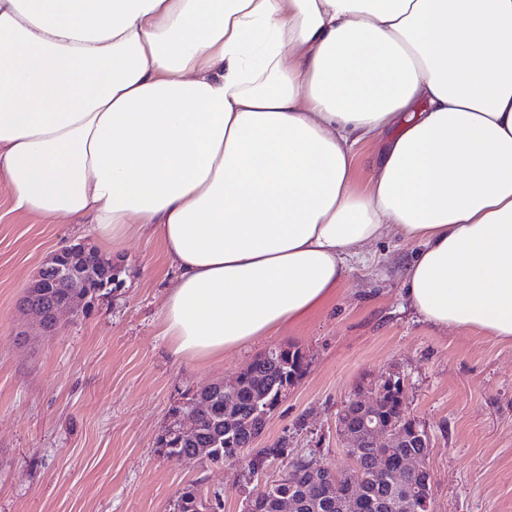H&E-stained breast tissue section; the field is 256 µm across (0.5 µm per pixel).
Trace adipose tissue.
<instances>
[{
  "label": "adipose tissue",
  "instance_id": "1",
  "mask_svg": "<svg viewBox=\"0 0 512 512\" xmlns=\"http://www.w3.org/2000/svg\"><path fill=\"white\" fill-rule=\"evenodd\" d=\"M0 184L107 251L157 236L179 359L302 321L388 237L423 322L510 345L512 0H0Z\"/></svg>",
  "mask_w": 512,
  "mask_h": 512
}]
</instances>
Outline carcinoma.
<instances>
[{
	"label": "carcinoma",
	"instance_id": "carcinoma-1",
	"mask_svg": "<svg viewBox=\"0 0 512 512\" xmlns=\"http://www.w3.org/2000/svg\"><path fill=\"white\" fill-rule=\"evenodd\" d=\"M98 253L86 257L80 288L76 292L88 307L105 295L109 284L119 278L114 267L100 264ZM65 288H52L47 281L26 289L24 299L44 309L46 316L59 303L68 300ZM260 378H246L236 394L232 411L224 406V389L215 387L206 396L210 407L197 409L191 397L177 408L172 417L190 415L195 420V431L181 433L178 427L167 429L158 441V447L169 456H181L189 463L206 467L236 459L250 449L247 466L248 480L264 473L274 460L285 462V469L276 480L266 481L245 499L244 512H278V505L288 499L299 504L296 512H430L432 484L430 473L407 477L409 489L397 487L395 479L403 460L410 455H429L430 448L417 443L413 423L403 419V435L399 448H349L354 458L353 468L338 472L339 481L320 491L309 484V468L320 458L312 452L299 454L288 448V441L279 440L264 448L254 447L265 429L261 413L271 414L279 405L284 385L299 381L308 362L297 347L281 346L271 349L250 364ZM377 414L383 418L398 417V399L395 392L385 391L377 402ZM213 508L195 485L179 493L174 512H204Z\"/></svg>",
	"mask_w": 512,
	"mask_h": 512
}]
</instances>
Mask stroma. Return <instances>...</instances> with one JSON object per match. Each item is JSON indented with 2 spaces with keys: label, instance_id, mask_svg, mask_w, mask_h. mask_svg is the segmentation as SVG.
Masks as SVG:
<instances>
[{
  "label": "stroma",
  "instance_id": "35a3bbf8",
  "mask_svg": "<svg viewBox=\"0 0 512 512\" xmlns=\"http://www.w3.org/2000/svg\"><path fill=\"white\" fill-rule=\"evenodd\" d=\"M80 242H94L83 225L15 211L0 185V512H173L191 484L242 512L254 489L244 462L195 467L157 440L193 394L283 345L308 369L259 446L284 440L348 469L336 414L360 384L393 374L431 435L432 512H512V345L420 320L402 298L413 243L369 244L376 262L353 266L329 305L204 366L175 359L160 334L171 271L144 232L124 245L119 288L42 334L19 300L50 254Z\"/></svg>",
  "mask_w": 512,
  "mask_h": 512
}]
</instances>
